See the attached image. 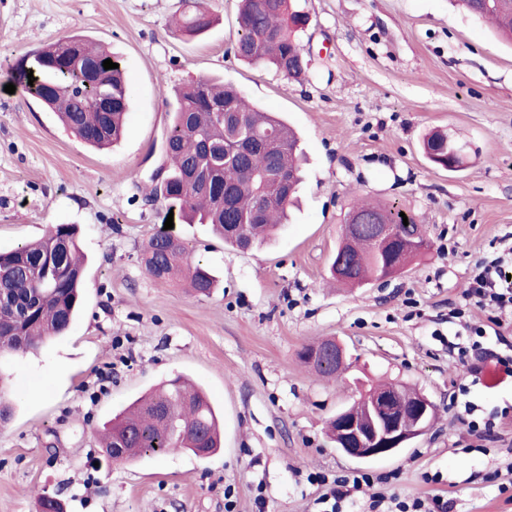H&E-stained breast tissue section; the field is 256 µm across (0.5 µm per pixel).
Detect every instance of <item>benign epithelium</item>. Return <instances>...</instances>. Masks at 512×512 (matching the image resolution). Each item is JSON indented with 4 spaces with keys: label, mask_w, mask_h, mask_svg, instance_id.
Returning <instances> with one entry per match:
<instances>
[{
    "label": "benign epithelium",
    "mask_w": 512,
    "mask_h": 512,
    "mask_svg": "<svg viewBox=\"0 0 512 512\" xmlns=\"http://www.w3.org/2000/svg\"><path fill=\"white\" fill-rule=\"evenodd\" d=\"M366 404L358 410L336 413V449L356 461L392 457L429 431L434 403L418 393L410 403L411 416L395 413L394 397L367 392Z\"/></svg>",
    "instance_id": "benign-epithelium-1"
}]
</instances>
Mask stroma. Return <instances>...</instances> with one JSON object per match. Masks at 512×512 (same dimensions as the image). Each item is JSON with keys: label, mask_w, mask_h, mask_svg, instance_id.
Returning a JSON list of instances; mask_svg holds the SVG:
<instances>
[{"label": "stroma", "mask_w": 512, "mask_h": 512, "mask_svg": "<svg viewBox=\"0 0 512 512\" xmlns=\"http://www.w3.org/2000/svg\"><path fill=\"white\" fill-rule=\"evenodd\" d=\"M308 75L296 81L240 60L239 0H205L203 35L176 31L180 0H0V248L73 224L88 263L84 302L66 336L38 354L0 356L15 412L0 424V512H35L40 491L66 512H319L308 476L362 470L384 496H440L448 512H512L500 473L512 461V377L465 373L449 343L488 324L462 294L478 262L512 247V44L454 0H299ZM101 42L129 80L118 147L66 133L22 91L6 93L22 56L72 32ZM201 77L236 86L295 129L308 158L299 202L271 244L241 251L207 225L173 233L218 286L197 297L140 262L165 223L148 201L173 88ZM466 144L464 165L434 166L423 136ZM395 204L427 228L430 250L392 278L333 283L330 265L350 203ZM332 338L348 369L306 367L305 345ZM177 374L224 417L207 459L176 451L108 463L98 431L134 398ZM381 381L436 404L431 432L398 455L361 463L325 435L336 412ZM473 419L497 418L491 437ZM440 482H430L431 474Z\"/></svg>", "instance_id": "1"}]
</instances>
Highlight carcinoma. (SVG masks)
<instances>
[{
    "label": "carcinoma",
    "mask_w": 512,
    "mask_h": 512,
    "mask_svg": "<svg viewBox=\"0 0 512 512\" xmlns=\"http://www.w3.org/2000/svg\"><path fill=\"white\" fill-rule=\"evenodd\" d=\"M468 10L489 19L499 34L512 42V0H462ZM239 37L235 48L251 64H269L284 76L306 77L299 65V29L309 15L291 0H240ZM213 18L202 0H182L178 27L189 36L210 29ZM98 64L90 78L76 58ZM106 59L117 62L92 38L74 32L41 47L12 68L20 86L63 127L86 145L104 149L117 143L125 129L129 88L122 68L105 69ZM35 81L28 85V73ZM112 96V111L99 110L101 99ZM171 123L163 150L164 180L151 189L150 199H162L189 224H209L224 242L238 250L261 249L270 231L284 224L288 207L302 182L303 151L298 135L279 117L248 103L231 84L202 77L173 91ZM238 116L241 127L224 126L216 112ZM278 147L269 152L265 141ZM424 153L438 167L462 147L435 133L423 142ZM270 169L288 177L282 196L262 174ZM402 208L395 204H353V224L342 236L338 256L345 258L342 282L361 285L388 273L400 255H420L424 231L414 216L403 224ZM385 221L396 225L395 237L384 244L373 241V227ZM141 263L153 279L185 275L192 291L207 296L214 288L210 270L169 234L157 232L143 246ZM84 257L73 224H54L39 238L0 251V354H36L49 341L67 334L81 304ZM331 344L307 345L300 360L324 375L336 374V361L323 353ZM221 447L217 413L206 394L181 377L169 380L128 410L103 424L102 451L125 462L150 454L186 451L204 458Z\"/></svg>",
    "instance_id": "obj_1"
}]
</instances>
